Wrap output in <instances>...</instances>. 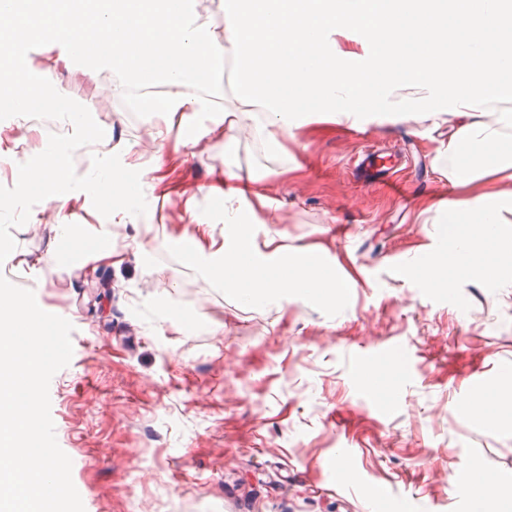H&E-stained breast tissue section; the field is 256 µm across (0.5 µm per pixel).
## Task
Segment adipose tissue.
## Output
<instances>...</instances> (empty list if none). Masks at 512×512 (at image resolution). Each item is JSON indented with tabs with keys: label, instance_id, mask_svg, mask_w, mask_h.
Here are the masks:
<instances>
[{
	"label": "adipose tissue",
	"instance_id": "obj_1",
	"mask_svg": "<svg viewBox=\"0 0 512 512\" xmlns=\"http://www.w3.org/2000/svg\"><path fill=\"white\" fill-rule=\"evenodd\" d=\"M41 59L32 62L31 48ZM84 61L85 72L110 71L121 84L166 86L163 97L141 98L143 111L177 118L176 145L209 135L195 113L208 98L188 94L212 83L225 65L234 71L242 112L266 114L270 153L283 137L315 122L365 126L384 113L426 120L447 114L454 130L437 148L436 172L463 190L441 204L436 251L421 255L416 273L426 287L465 281L512 288V192L480 188L482 180L512 181V0H224V37L202 22L196 0H0V72L17 85L12 111L59 110L64 96L46 90L57 68ZM69 145L46 143L18 181L66 203L72 177ZM127 161L92 179L123 223L140 191L123 174ZM211 195L224 202L231 224L221 261L209 274L243 299L297 295L329 304L343 300L348 281L321 251L279 259L261 253L251 228L271 208L225 170Z\"/></svg>",
	"mask_w": 512,
	"mask_h": 512
}]
</instances>
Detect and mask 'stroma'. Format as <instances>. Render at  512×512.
<instances>
[{
	"mask_svg": "<svg viewBox=\"0 0 512 512\" xmlns=\"http://www.w3.org/2000/svg\"><path fill=\"white\" fill-rule=\"evenodd\" d=\"M70 103L89 106L63 139L74 182L124 151L142 184L131 220L110 224V203L66 206L40 191L18 195L16 172L58 115L34 108L11 130L0 159V274L33 290L46 312L68 319L73 356L52 378L51 416L85 512H470L458 476L479 465L512 484V426L465 416L488 388L512 399V288L466 282L426 287L416 257L435 248L426 201L457 190L432 165L438 129L391 114L353 128L314 124L266 151L261 118L239 116L221 138L173 152L157 139L162 116L142 111L113 77L82 64L51 76ZM112 138L95 146L90 132ZM231 166L273 202L253 225L259 249L324 247L350 277L338 305L271 296L248 304L190 265L183 244L197 227L180 220L186 198L206 226V262L218 261L226 226L207 189ZM161 167L167 187L152 170ZM108 238L123 261L96 262L80 243ZM75 246L58 265L51 253ZM399 360L392 402L362 378ZM347 458L354 480L336 469Z\"/></svg>",
	"mask_w": 512,
	"mask_h": 512,
	"instance_id": "stroma-1",
	"label": "stroma"
}]
</instances>
